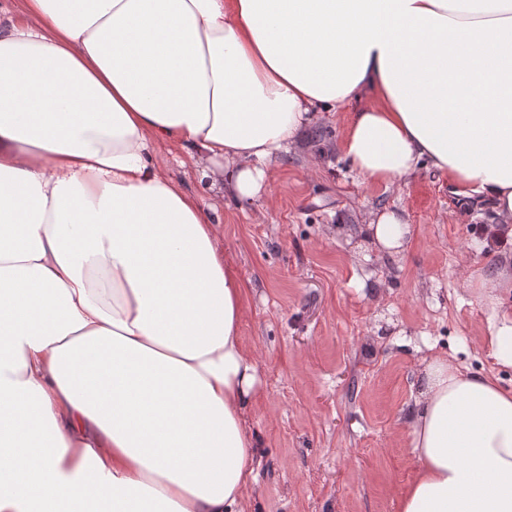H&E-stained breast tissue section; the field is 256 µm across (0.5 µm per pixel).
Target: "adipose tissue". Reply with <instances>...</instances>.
Wrapping results in <instances>:
<instances>
[{"mask_svg":"<svg viewBox=\"0 0 512 512\" xmlns=\"http://www.w3.org/2000/svg\"><path fill=\"white\" fill-rule=\"evenodd\" d=\"M385 185L431 167L512 223V0H13L0 9V512H247L244 284L199 200L268 197L319 112ZM412 229L366 226L385 254ZM485 283L484 345L512 368ZM398 512H512V388L435 357Z\"/></svg>","mask_w":512,"mask_h":512,"instance_id":"obj_1","label":"adipose tissue"}]
</instances>
